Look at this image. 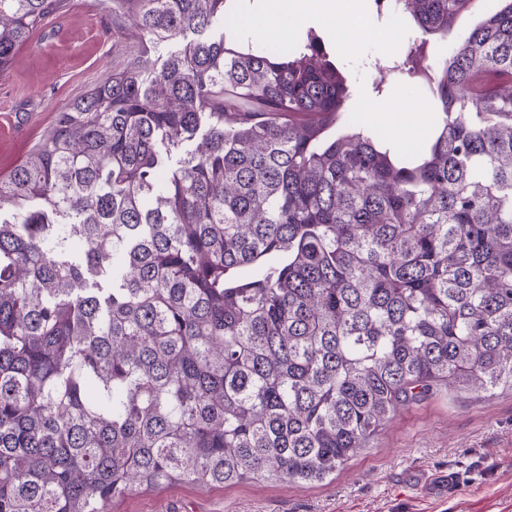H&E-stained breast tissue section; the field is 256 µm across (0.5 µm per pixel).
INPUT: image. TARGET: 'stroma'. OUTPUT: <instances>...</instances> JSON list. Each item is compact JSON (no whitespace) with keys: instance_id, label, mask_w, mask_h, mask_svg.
Here are the masks:
<instances>
[{"instance_id":"obj_1","label":"stroma","mask_w":512,"mask_h":512,"mask_svg":"<svg viewBox=\"0 0 512 512\" xmlns=\"http://www.w3.org/2000/svg\"><path fill=\"white\" fill-rule=\"evenodd\" d=\"M267 0H246L244 20L233 35L275 48L295 45L315 30L320 47L345 73L358 121L391 145L390 105L426 112L423 134L401 139L426 146L440 122L429 91L396 70L378 67L407 52L419 33L409 24L378 16L373 0H360L364 24L382 35H355L342 49L321 20L309 17L287 34L253 36ZM112 27L98 0H68L16 53L0 74V175L27 159L58 112L84 95L112 69ZM450 475L453 491L438 487ZM110 512H512V391L455 392L433 387L422 400L400 410L347 463L335 479L321 483L252 481L230 487L176 484L133 492L114 501Z\"/></svg>"}]
</instances>
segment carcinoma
<instances>
[{"label":"carcinoma","mask_w":512,"mask_h":512,"mask_svg":"<svg viewBox=\"0 0 512 512\" xmlns=\"http://www.w3.org/2000/svg\"><path fill=\"white\" fill-rule=\"evenodd\" d=\"M66 2L0 0V73ZM241 2L99 0L112 73L0 177V512L319 483L438 383L512 389V0H404L442 120L402 153Z\"/></svg>","instance_id":"carcinoma-1"}]
</instances>
